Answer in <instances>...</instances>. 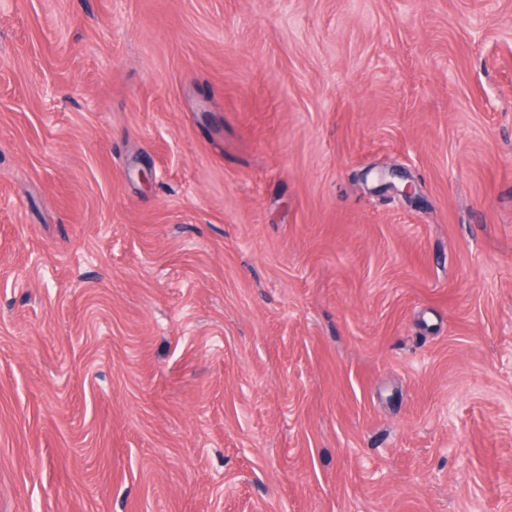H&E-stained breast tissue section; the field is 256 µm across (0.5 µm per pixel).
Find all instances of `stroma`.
<instances>
[{"label": "stroma", "mask_w": 512, "mask_h": 512, "mask_svg": "<svg viewBox=\"0 0 512 512\" xmlns=\"http://www.w3.org/2000/svg\"><path fill=\"white\" fill-rule=\"evenodd\" d=\"M0 512H512V0H0ZM376 179L379 182L377 186L379 191L392 190L406 199H411L416 195L413 183L407 181V177L396 169L380 170L377 172Z\"/></svg>", "instance_id": "35a3bbf8"}]
</instances>
